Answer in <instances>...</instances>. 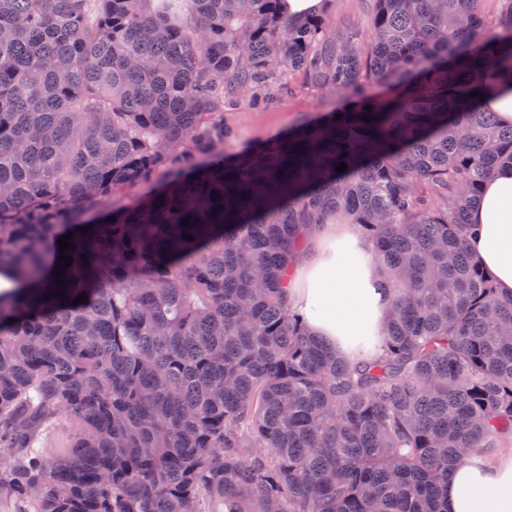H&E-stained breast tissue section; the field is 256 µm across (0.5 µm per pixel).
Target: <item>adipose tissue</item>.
Segmentation results:
<instances>
[{
    "label": "adipose tissue",
    "instance_id": "obj_1",
    "mask_svg": "<svg viewBox=\"0 0 512 512\" xmlns=\"http://www.w3.org/2000/svg\"><path fill=\"white\" fill-rule=\"evenodd\" d=\"M469 218L470 255L512 294V164L496 167ZM288 281L292 308L313 333L350 355L357 337L379 335L388 299L359 226L330 221L308 242ZM448 512H512V454L477 449L448 475Z\"/></svg>",
    "mask_w": 512,
    "mask_h": 512
}]
</instances>
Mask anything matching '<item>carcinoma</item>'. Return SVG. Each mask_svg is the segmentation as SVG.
Here are the masks:
<instances>
[{
  "mask_svg": "<svg viewBox=\"0 0 512 512\" xmlns=\"http://www.w3.org/2000/svg\"><path fill=\"white\" fill-rule=\"evenodd\" d=\"M280 2L0 0V488L24 512H447L448 471L512 442V296L465 248L512 162L470 96L512 82V0H375L366 38ZM296 74L346 107L224 155L225 105ZM332 216L388 294L352 359L287 295ZM58 420L70 442L37 446Z\"/></svg>",
  "mask_w": 512,
  "mask_h": 512,
  "instance_id": "1",
  "label": "carcinoma"
}]
</instances>
